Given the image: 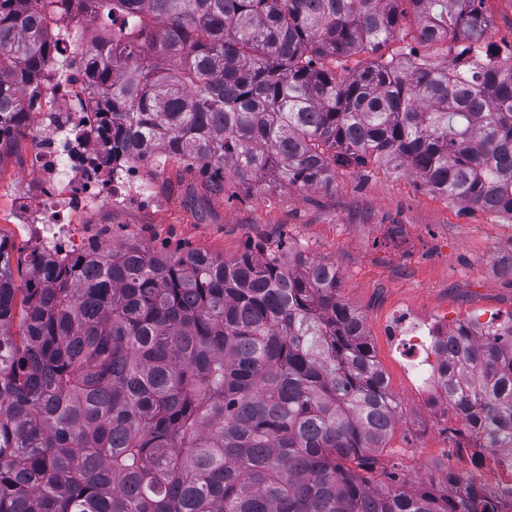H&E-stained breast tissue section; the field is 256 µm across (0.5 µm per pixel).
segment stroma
I'll list each match as a JSON object with an SVG mask.
<instances>
[{
	"instance_id": "1",
	"label": "stroma",
	"mask_w": 512,
	"mask_h": 512,
	"mask_svg": "<svg viewBox=\"0 0 512 512\" xmlns=\"http://www.w3.org/2000/svg\"><path fill=\"white\" fill-rule=\"evenodd\" d=\"M483 9L493 20L488 41L502 55L512 54V0H484ZM30 150L25 135L0 150V237L14 240L12 267L21 271L32 246L16 228V198L30 188L19 157ZM142 171L153 185L152 198H117L93 214H75L73 223L111 226L113 244L154 252L199 249L233 259L281 244L335 267L336 294L362 315L398 406L390 445L400 477L439 494L451 475L479 487L498 483L494 467L473 468L469 456L440 438L384 331L393 312L415 307L452 327L476 318H512V278L496 272L512 256L511 217L450 201L387 160L337 168L335 179L314 188L272 179L245 188L228 173L219 196L179 162ZM384 224L412 225L411 259L399 260L376 245Z\"/></svg>"
}]
</instances>
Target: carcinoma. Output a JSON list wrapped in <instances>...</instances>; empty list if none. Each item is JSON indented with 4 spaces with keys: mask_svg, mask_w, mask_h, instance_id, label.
<instances>
[{
    "mask_svg": "<svg viewBox=\"0 0 512 512\" xmlns=\"http://www.w3.org/2000/svg\"><path fill=\"white\" fill-rule=\"evenodd\" d=\"M482 3L0 0V142L87 12L111 26L88 65L114 165L181 161L222 191L227 166L312 187L372 157L512 216V66L449 55L491 28ZM409 17L442 60L379 54ZM26 267L20 287L0 253V512H501L392 471L397 405L336 268L136 245ZM437 363L466 427L512 448V326L454 327Z\"/></svg>",
    "mask_w": 512,
    "mask_h": 512,
    "instance_id": "cac0c4a2",
    "label": "carcinoma"
}]
</instances>
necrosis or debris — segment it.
<instances>
[{"instance_id": "1", "label": "necrosis or debris", "mask_w": 512, "mask_h": 512, "mask_svg": "<svg viewBox=\"0 0 512 512\" xmlns=\"http://www.w3.org/2000/svg\"><path fill=\"white\" fill-rule=\"evenodd\" d=\"M89 42L85 19L68 23L57 45L63 71L46 70L26 91L33 148L24 173L35 190L19 200L20 231L35 249L66 264L85 258L88 250L101 252L112 245L111 231L97 227L81 231L68 223V215L93 212L131 192L141 197L152 192L139 164L114 167L105 161L108 146L96 134L102 115L86 65ZM386 334L396 348L410 349V370L419 396L431 403L438 417L461 425L453 398L431 393L438 381L436 349L448 338L447 323L414 308L397 312ZM466 447L479 460H495L505 474L494 491L506 512H512V450L491 447L481 434L471 435Z\"/></svg>"}]
</instances>
